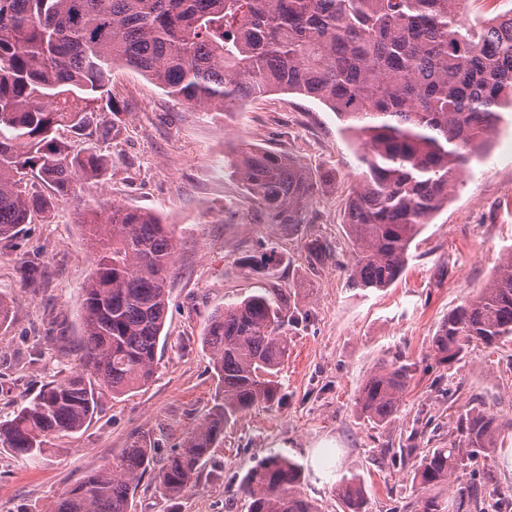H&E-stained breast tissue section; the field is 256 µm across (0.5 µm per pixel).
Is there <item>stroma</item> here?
<instances>
[{
	"label": "stroma",
	"instance_id": "1",
	"mask_svg": "<svg viewBox=\"0 0 512 512\" xmlns=\"http://www.w3.org/2000/svg\"><path fill=\"white\" fill-rule=\"evenodd\" d=\"M109 98L118 131L109 139L58 133L74 149L110 156L96 182H77L79 203L35 213L0 241V294L13 301L0 330V418L11 417L43 386L80 364L81 291L95 264L81 226L95 202L155 213L173 231L174 270L149 383L123 396L102 390L95 414L73 434L55 437L49 452L28 462L0 448V512H47L68 487L109 465L138 438L165 459L213 404L217 379L201 337L224 304L267 287L246 263L274 249L276 278L297 285L305 322L289 328L290 352L280 366L282 399L243 414L203 461L197 485L164 495L151 476L139 483L132 512H248L239 491L247 471L278 452L301 463V493L319 512H336L335 485L354 473L365 481L368 512H410L423 494L411 463H394L412 429L420 450L448 445L457 415L471 402L512 418V344L488 352L470 347L452 366L438 364L432 337L449 311L496 275L512 251V116H506L480 158L459 176L447 207L411 244L403 275L391 287L352 290L339 267L350 255L343 212L360 179L356 141L324 104L272 93L230 112L176 103L134 68L112 71ZM242 140L293 154L318 190L303 224L268 223L227 166ZM326 243L330 255L309 265L306 246ZM37 264L41 277L24 271ZM402 355L413 375L398 419L381 427L358 417L352 402L380 358ZM455 387L448 396L447 387Z\"/></svg>",
	"mask_w": 512,
	"mask_h": 512
}]
</instances>
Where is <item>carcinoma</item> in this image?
I'll use <instances>...</instances> for the list:
<instances>
[{"label": "carcinoma", "mask_w": 512, "mask_h": 512, "mask_svg": "<svg viewBox=\"0 0 512 512\" xmlns=\"http://www.w3.org/2000/svg\"><path fill=\"white\" fill-rule=\"evenodd\" d=\"M465 0H0V240L35 212L67 202L74 183L99 179L105 155L76 152L63 127L106 140L116 119L99 105L112 67L136 69L175 102L230 112L252 98L288 91L315 98L346 122L362 148L361 180L344 212L353 248L348 287L384 289L402 274L424 224L448 205L456 173L485 149L512 112V14L460 21ZM232 173L266 213L292 228L317 184L296 157L240 141ZM51 193H45V189ZM96 254L82 288V361L0 420V447L33 460L52 438L76 433L98 407L97 390L123 395L152 378L173 267L171 225L121 206L84 210ZM296 288L277 281L227 304L202 337L218 383L207 416L155 474L178 497L196 486L201 462L224 427L280 400L274 380L299 322ZM512 341V251L496 277L448 312L432 337L440 364L470 345ZM408 365L383 359L359 387L354 410L379 426L396 420L410 387ZM512 428L481 406L459 413L448 447L425 453L413 481L428 491L457 472L469 484L448 501L422 496L415 512H505L512 487L479 467ZM155 449L135 442L48 512H131ZM303 466L278 453L248 470L240 489L250 512H319L299 490ZM339 512H367L361 478L336 483Z\"/></svg>", "instance_id": "obj_1"}]
</instances>
